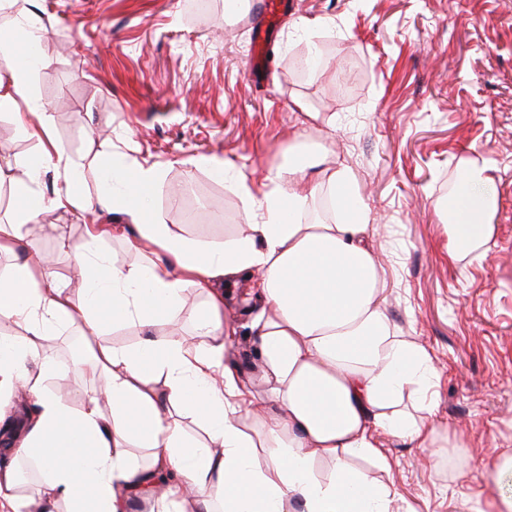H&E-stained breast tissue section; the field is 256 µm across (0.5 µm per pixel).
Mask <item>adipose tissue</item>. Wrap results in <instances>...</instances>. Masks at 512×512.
I'll use <instances>...</instances> for the list:
<instances>
[{
  "label": "adipose tissue",
  "mask_w": 512,
  "mask_h": 512,
  "mask_svg": "<svg viewBox=\"0 0 512 512\" xmlns=\"http://www.w3.org/2000/svg\"><path fill=\"white\" fill-rule=\"evenodd\" d=\"M46 36L34 24L0 28V55L12 60L0 74V112L44 144L15 184L12 220L0 224V253L13 258L0 275V317L19 329L0 336V512H59L63 503L70 512H130L135 499L142 512H186L189 486L198 492L195 512H390L393 464L376 433L426 447L431 429L390 405L406 386L432 382L435 370L423 347L396 338L384 312L366 206L345 170L320 182L308 171L324 158L292 159L259 190L238 175L244 230L220 247L191 244L147 218L157 167L102 165L96 193H82L75 164L32 102ZM50 168L58 185L48 197L40 185ZM493 181L489 164L463 161L448 217L450 259L488 245ZM324 188L337 219H299L298 209L316 204ZM120 202L130 225L92 224L65 241L81 285L75 293L58 287L51 257L29 250L26 224L49 209L108 212ZM129 228L132 248L162 261L143 268L98 250ZM188 284L203 308H187ZM228 286L243 288L242 304L264 301L252 319L255 354L268 403L285 412L255 438L234 419L248 398L223 365L236 334L224 314ZM184 310L190 336L152 335ZM129 323L146 334L137 346L97 343L106 327ZM66 330L91 341L71 368L95 385L75 403L48 388L57 367L42 348ZM19 393L27 403L20 417L10 409ZM184 414L205 424L206 440L185 434ZM260 448L276 451L263 467L255 462ZM357 458L372 460L383 480L355 469ZM323 461L330 477L319 473Z\"/></svg>",
  "instance_id": "obj_1"
}]
</instances>
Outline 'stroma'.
<instances>
[{"instance_id":"1","label":"stroma","mask_w":512,"mask_h":512,"mask_svg":"<svg viewBox=\"0 0 512 512\" xmlns=\"http://www.w3.org/2000/svg\"><path fill=\"white\" fill-rule=\"evenodd\" d=\"M193 2L16 0L0 26L51 32L31 93L81 164L82 191L96 192L104 151L156 166L150 217L189 242L220 246L245 224L229 176L264 181L291 151L346 167L374 226L385 312L437 372L427 391L402 397L433 428L432 447L380 436L394 462L391 512H476L497 456L512 453V0H291L262 83L249 73L255 0L238 17H200ZM312 44L324 60L298 75ZM309 111L332 126L306 123ZM41 150L0 113V163L13 177ZM462 157L493 167L497 211L489 250L453 261L435 203L453 191ZM25 233L52 255L56 282L76 288L63 242L83 236V219L53 210ZM75 343L66 332L51 342L60 374L48 382L74 399L93 384L69 369ZM252 345L236 337L227 361L260 400Z\"/></svg>"}]
</instances>
